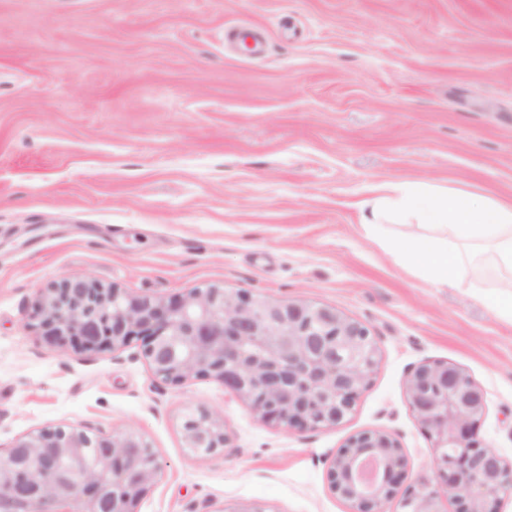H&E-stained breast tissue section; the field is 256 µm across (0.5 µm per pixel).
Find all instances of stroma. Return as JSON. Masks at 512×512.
Listing matches in <instances>:
<instances>
[{"instance_id":"obj_1","label":"stroma","mask_w":512,"mask_h":512,"mask_svg":"<svg viewBox=\"0 0 512 512\" xmlns=\"http://www.w3.org/2000/svg\"><path fill=\"white\" fill-rule=\"evenodd\" d=\"M392 178L512 198V0H0V454L133 429L161 465L139 512H351L331 460L378 430L425 472L405 383L447 361L512 462V325L362 234L357 202ZM64 276L332 306L378 364L338 426L275 427L215 378L153 379L140 340L46 343L35 307ZM197 407L225 452L187 448ZM184 439L188 448L206 457L223 451L230 443L223 414L204 409H190L183 424ZM201 448H205L202 450Z\"/></svg>"}]
</instances>
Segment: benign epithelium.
Here are the masks:
<instances>
[{
	"label": "benign epithelium",
	"mask_w": 512,
	"mask_h": 512,
	"mask_svg": "<svg viewBox=\"0 0 512 512\" xmlns=\"http://www.w3.org/2000/svg\"><path fill=\"white\" fill-rule=\"evenodd\" d=\"M47 342L122 349L144 341L151 376L181 384L213 377L263 422L329 428L352 411L378 363L369 330L333 307L278 302L218 286L162 300L64 277L37 308ZM409 404L432 444L426 473L404 491L401 512H499L512 495V464L477 440L483 391L458 366L425 363L406 379ZM187 447L203 457L230 443L223 414L190 409ZM100 448L93 458L91 445ZM159 465L132 429L95 438L80 428L29 434L0 460V512H138ZM331 489L353 512H385L406 479V460L381 431L351 437L331 462Z\"/></svg>",
	"instance_id": "benign-epithelium-1"
}]
</instances>
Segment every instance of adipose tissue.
Here are the masks:
<instances>
[{
    "label": "adipose tissue",
    "instance_id": "1",
    "mask_svg": "<svg viewBox=\"0 0 512 512\" xmlns=\"http://www.w3.org/2000/svg\"><path fill=\"white\" fill-rule=\"evenodd\" d=\"M363 233L440 288L485 289L512 324V199L409 179L376 183L359 202Z\"/></svg>",
    "mask_w": 512,
    "mask_h": 512
}]
</instances>
